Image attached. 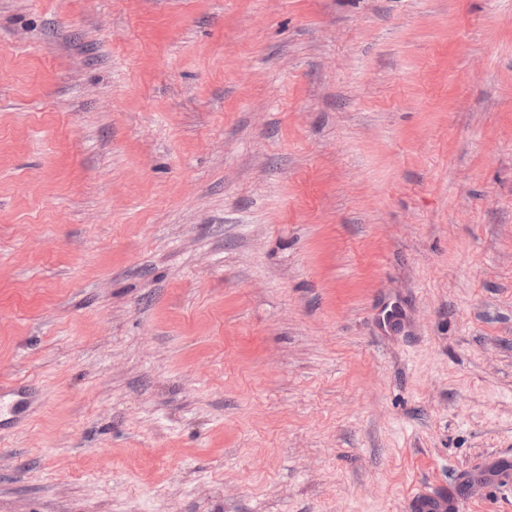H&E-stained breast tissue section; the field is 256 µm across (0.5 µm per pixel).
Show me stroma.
I'll return each mask as SVG.
<instances>
[{"label": "stroma", "mask_w": 512, "mask_h": 512, "mask_svg": "<svg viewBox=\"0 0 512 512\" xmlns=\"http://www.w3.org/2000/svg\"><path fill=\"white\" fill-rule=\"evenodd\" d=\"M15 382L0 512H512V0H0ZM28 391L25 386L18 385L11 388L7 393L1 389L0 395V428L6 423L16 421L25 411L28 404ZM7 399V402H6ZM2 416H8L2 419Z\"/></svg>", "instance_id": "35a3bbf8"}]
</instances>
